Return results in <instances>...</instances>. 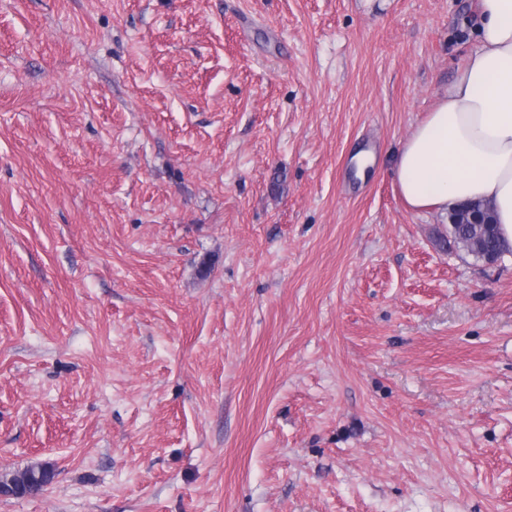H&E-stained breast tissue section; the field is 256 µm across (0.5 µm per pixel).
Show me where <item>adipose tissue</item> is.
Wrapping results in <instances>:
<instances>
[{
	"label": "adipose tissue",
	"instance_id": "adipose-tissue-1",
	"mask_svg": "<svg viewBox=\"0 0 512 512\" xmlns=\"http://www.w3.org/2000/svg\"><path fill=\"white\" fill-rule=\"evenodd\" d=\"M479 49L392 157L409 209L490 204L512 247V0H476Z\"/></svg>",
	"mask_w": 512,
	"mask_h": 512
}]
</instances>
